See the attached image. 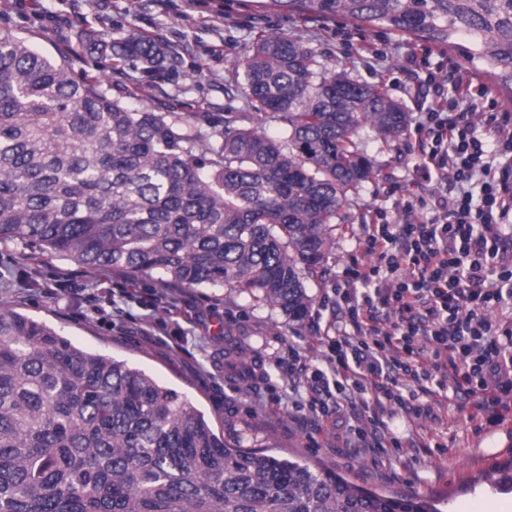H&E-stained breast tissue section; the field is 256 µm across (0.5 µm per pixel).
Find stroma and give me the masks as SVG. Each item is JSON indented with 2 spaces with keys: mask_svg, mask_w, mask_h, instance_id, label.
<instances>
[{
  "mask_svg": "<svg viewBox=\"0 0 512 512\" xmlns=\"http://www.w3.org/2000/svg\"><path fill=\"white\" fill-rule=\"evenodd\" d=\"M340 18L299 16L270 0H0V28L30 39L56 57L71 49L79 75H95L122 91L136 108L171 112L205 134L211 147L223 139L225 117L251 111L238 86L237 62L261 33L302 41L327 67L384 87L388 96L418 112L426 101L418 85L448 64L466 65L478 80L480 63L460 51L427 49L397 32ZM167 41L179 74L146 72L141 63L112 65L89 47L128 29ZM375 176L348 192L339 212L335 244L322 276L309 281L313 304L301 325L249 294L187 289L174 284H131L125 273H91L17 242L0 243V306L44 320L75 345L127 361L186 395L214 428L246 422L245 446L261 443L275 454L312 460L354 485L385 495L425 499L438 512H512V400L504 422L476 430L473 405L442 419L407 413L389 429L424 435L425 448H362L347 441L349 426L365 422L360 401L337 404L334 388L297 378L293 354L323 364L322 338L340 317L329 300L351 261L367 262L365 226L374 210L400 216L403 195L417 179L403 141L366 139ZM319 400L329 413L315 424L293 401Z\"/></svg>",
  "mask_w": 512,
  "mask_h": 512,
  "instance_id": "stroma-1",
  "label": "stroma"
}]
</instances>
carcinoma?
<instances>
[{"label": "carcinoma", "instance_id": "obj_1", "mask_svg": "<svg viewBox=\"0 0 512 512\" xmlns=\"http://www.w3.org/2000/svg\"><path fill=\"white\" fill-rule=\"evenodd\" d=\"M343 15L439 50L467 43L512 93V0H271ZM155 73L173 48L136 31L103 44ZM260 111L224 120L208 162L170 112L134 109L64 58L0 30V242L133 283L234 288L301 324L347 193L374 175L364 137L401 138L378 86L268 33L238 63ZM275 124L270 135L266 125ZM0 512H435L299 458L245 448L124 360L0 308Z\"/></svg>", "mask_w": 512, "mask_h": 512}]
</instances>
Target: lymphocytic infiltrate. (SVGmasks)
<instances>
[{"label": "lymphocytic infiltrate", "mask_w": 512, "mask_h": 512, "mask_svg": "<svg viewBox=\"0 0 512 512\" xmlns=\"http://www.w3.org/2000/svg\"><path fill=\"white\" fill-rule=\"evenodd\" d=\"M428 85L432 102L406 142L420 180L404 209L432 184L437 215L367 225L368 262L347 268L334 290L342 322L323 338L330 372L297 356L291 364L338 395L361 397L369 425L351 429L361 443L398 413L430 412L438 393L448 407L474 398L480 426H495L512 395V315L488 317L512 305V166L488 160L494 149L512 155V113L483 112L475 125L491 92L473 88L458 66Z\"/></svg>", "instance_id": "obj_1"}]
</instances>
